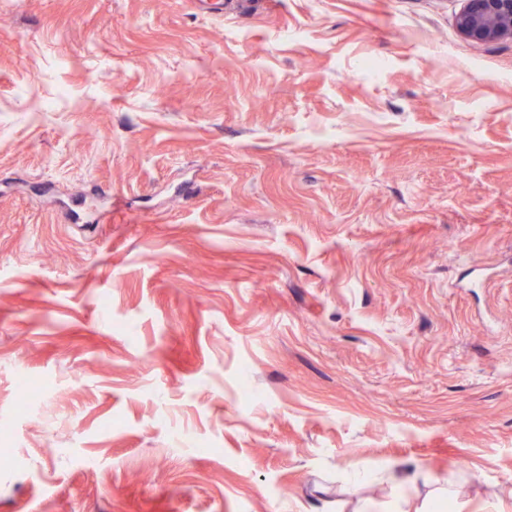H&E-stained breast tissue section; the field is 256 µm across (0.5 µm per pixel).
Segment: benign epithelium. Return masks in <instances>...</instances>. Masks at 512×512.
<instances>
[{
  "label": "benign epithelium",
  "mask_w": 512,
  "mask_h": 512,
  "mask_svg": "<svg viewBox=\"0 0 512 512\" xmlns=\"http://www.w3.org/2000/svg\"><path fill=\"white\" fill-rule=\"evenodd\" d=\"M458 27L476 42L512 39V0H466Z\"/></svg>",
  "instance_id": "1"
}]
</instances>
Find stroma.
I'll list each match as a JSON object with an SVG mask.
<instances>
[{"instance_id":"obj_1","label":"stroma","mask_w":512,"mask_h":512,"mask_svg":"<svg viewBox=\"0 0 512 512\" xmlns=\"http://www.w3.org/2000/svg\"><path fill=\"white\" fill-rule=\"evenodd\" d=\"M253 2L0 0V512L512 507V39Z\"/></svg>"}]
</instances>
